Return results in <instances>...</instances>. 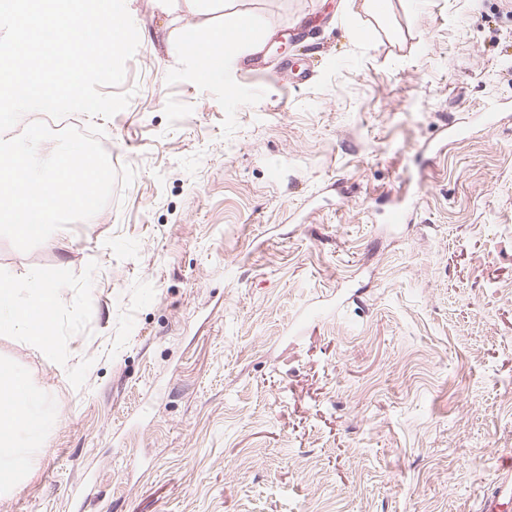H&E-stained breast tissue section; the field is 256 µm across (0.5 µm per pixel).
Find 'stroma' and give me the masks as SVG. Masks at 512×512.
<instances>
[{"mask_svg": "<svg viewBox=\"0 0 512 512\" xmlns=\"http://www.w3.org/2000/svg\"><path fill=\"white\" fill-rule=\"evenodd\" d=\"M126 6L130 102L76 120L133 183L0 237L57 298L45 346L0 332L52 419L16 429L0 512H480L512 448V0H387L384 28L347 0ZM241 17L256 46L202 90L184 30ZM408 180L412 223H383Z\"/></svg>", "mask_w": 512, "mask_h": 512, "instance_id": "stroma-1", "label": "stroma"}]
</instances>
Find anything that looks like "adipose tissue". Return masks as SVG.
Instances as JSON below:
<instances>
[{
    "instance_id": "1",
    "label": "adipose tissue",
    "mask_w": 512,
    "mask_h": 512,
    "mask_svg": "<svg viewBox=\"0 0 512 512\" xmlns=\"http://www.w3.org/2000/svg\"><path fill=\"white\" fill-rule=\"evenodd\" d=\"M254 24L238 19L232 26L218 32L201 33L191 53L197 68H204L211 59L221 58L252 41ZM55 295L44 274L32 273L26 284H19L0 275V330L24 336L35 346L43 345L51 332V314ZM32 400L26 381L13 371L0 369V489L13 488L30 470L29 456L14 448L13 435L17 425L24 424L42 431L48 421L29 413Z\"/></svg>"
}]
</instances>
